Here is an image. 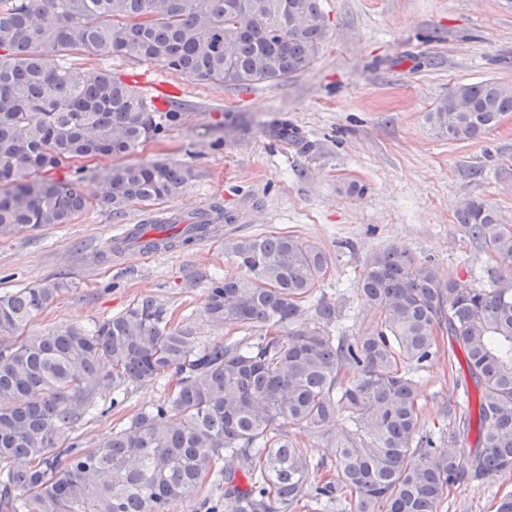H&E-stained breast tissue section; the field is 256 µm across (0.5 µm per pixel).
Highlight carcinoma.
I'll list each match as a JSON object with an SVG mask.
<instances>
[{
	"label": "carcinoma",
	"mask_w": 512,
	"mask_h": 512,
	"mask_svg": "<svg viewBox=\"0 0 512 512\" xmlns=\"http://www.w3.org/2000/svg\"><path fill=\"white\" fill-rule=\"evenodd\" d=\"M326 36L319 0H0V235L69 224L93 206L119 217L196 178L170 161L37 179L80 159L126 158L180 117L154 111L110 70L73 78L59 55L132 57L199 84L250 87L309 69ZM511 112L512 85L463 83L426 121L437 138L465 142ZM457 219L499 261L491 286L442 281L429 259L376 251L357 288L379 317L356 338L330 333L336 305L321 299L317 321L295 325L330 259L294 235L225 245L239 274L211 283L203 312L257 332L230 345L206 346L191 324L170 325L152 297L91 331L28 334L66 283L0 295V512H176L210 477L230 512H292L308 495L345 494L358 512H436L449 487L512 471V225L480 199ZM176 238L196 236L187 228L143 247ZM443 325L461 342L479 395L472 453L437 448L420 432L418 384L401 369L435 354ZM171 374L165 400L97 447L73 437L102 391ZM341 411L354 429L337 449L336 476L314 484L317 465L283 427L319 430ZM222 500L205 498L199 509L220 512Z\"/></svg>",
	"instance_id": "cac0c4a2"
}]
</instances>
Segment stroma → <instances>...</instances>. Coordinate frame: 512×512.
<instances>
[{
  "mask_svg": "<svg viewBox=\"0 0 512 512\" xmlns=\"http://www.w3.org/2000/svg\"><path fill=\"white\" fill-rule=\"evenodd\" d=\"M320 7L329 32L316 61L279 83L233 89L130 58L60 56L76 76L99 66L126 81L169 82L182 118L133 159L177 161L196 178L181 195L131 205L117 219L93 207L68 224L0 236V294L68 283L29 331L72 323L90 329L152 296L174 320L191 322L201 343L240 340L243 330L216 326L200 310L209 280L237 271L225 243L262 233L295 235L329 255L315 296L336 305L348 336L378 320L357 290L375 250L399 247L432 260L443 276L487 287L488 270L499 264L456 215L480 198L512 224V114L462 143L436 138L426 114L454 85L512 84V0H320ZM283 120L299 131V143L285 147L272 137ZM216 203L224 209L220 236L150 258L134 247L112 251L113 237L127 227L165 214L193 217ZM436 336V356L408 369L419 384L421 431L441 444L466 411L464 391L473 382L455 337L444 329ZM164 397L160 385L133 387L114 408L111 392L101 393L98 410L74 433L93 447ZM348 429L340 414L322 431L287 432L312 461L332 468ZM508 492L512 472L451 488L437 512H496Z\"/></svg>",
  "mask_w": 512,
  "mask_h": 512,
  "instance_id": "stroma-1",
  "label": "stroma"
}]
</instances>
